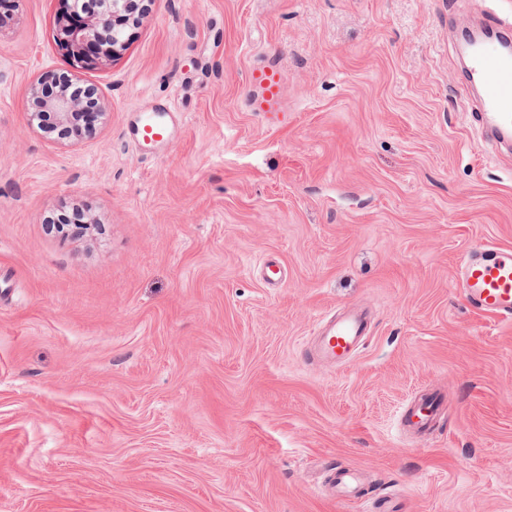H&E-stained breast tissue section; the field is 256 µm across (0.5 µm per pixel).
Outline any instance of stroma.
<instances>
[{
	"instance_id": "obj_1",
	"label": "stroma",
	"mask_w": 512,
	"mask_h": 512,
	"mask_svg": "<svg viewBox=\"0 0 512 512\" xmlns=\"http://www.w3.org/2000/svg\"><path fill=\"white\" fill-rule=\"evenodd\" d=\"M144 6L80 71L60 0H18L0 32V512H512V319L456 284L474 243L512 250V147L458 46L512 0ZM270 56L274 129L243 108ZM63 73L105 107L90 138L28 120ZM149 112L177 118L167 140L141 143ZM72 205L96 232L50 229ZM350 308L364 344L307 357ZM425 389L436 426L403 436ZM337 466L364 498L330 499Z\"/></svg>"
}]
</instances>
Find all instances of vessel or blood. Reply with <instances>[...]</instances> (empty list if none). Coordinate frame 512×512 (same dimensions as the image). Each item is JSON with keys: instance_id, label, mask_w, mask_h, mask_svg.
Segmentation results:
<instances>
[{"instance_id": "b4317fda", "label": "vessel or blood", "mask_w": 512, "mask_h": 512, "mask_svg": "<svg viewBox=\"0 0 512 512\" xmlns=\"http://www.w3.org/2000/svg\"><path fill=\"white\" fill-rule=\"evenodd\" d=\"M471 81L480 89V119L497 140L512 138V56L504 55L497 42L488 41L474 50L468 68ZM251 91L244 101L246 111L256 113L267 125L285 122L288 108L283 96L284 72L279 61L266 58L248 74ZM461 290L476 310L496 317H512V252L490 242L473 245L457 268ZM368 333L365 319L351 314L341 321L321 326L317 355L330 364H344ZM443 403L435 391L424 393L406 413L403 422L411 434L427 435ZM331 494L343 500L362 498L357 471L331 468Z\"/></svg>"}]
</instances>
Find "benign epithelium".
Returning <instances> with one entry per match:
<instances>
[{
  "mask_svg": "<svg viewBox=\"0 0 512 512\" xmlns=\"http://www.w3.org/2000/svg\"><path fill=\"white\" fill-rule=\"evenodd\" d=\"M97 9L86 11V0H66L65 14L56 29V43L65 52L74 69H86L118 56L127 46L125 27L143 19V0H96ZM69 77L60 79V87L49 96L32 86L27 100L30 122H39L44 113L53 116L60 138H80L92 133L95 125L80 129L79 117L86 111L95 119L105 116L96 105L94 90L85 95L69 92Z\"/></svg>",
  "mask_w": 512,
  "mask_h": 512,
  "instance_id": "1",
  "label": "benign epithelium"
}]
</instances>
